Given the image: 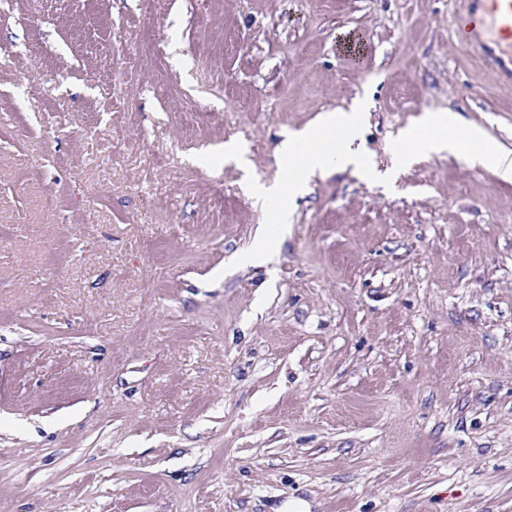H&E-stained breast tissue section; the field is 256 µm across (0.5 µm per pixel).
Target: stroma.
Listing matches in <instances>:
<instances>
[{"mask_svg":"<svg viewBox=\"0 0 512 512\" xmlns=\"http://www.w3.org/2000/svg\"><path fill=\"white\" fill-rule=\"evenodd\" d=\"M473 7L0 0V512H512V181L395 165L428 112L512 150ZM354 108L391 182L279 228L246 178Z\"/></svg>","mask_w":512,"mask_h":512,"instance_id":"obj_1","label":"stroma"}]
</instances>
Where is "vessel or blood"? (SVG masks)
<instances>
[{
	"mask_svg": "<svg viewBox=\"0 0 512 512\" xmlns=\"http://www.w3.org/2000/svg\"><path fill=\"white\" fill-rule=\"evenodd\" d=\"M482 10L470 12L455 23L461 40L483 37L482 54L490 68L503 78L512 77V0H483Z\"/></svg>",
	"mask_w": 512,
	"mask_h": 512,
	"instance_id": "obj_1",
	"label": "vessel or blood"
}]
</instances>
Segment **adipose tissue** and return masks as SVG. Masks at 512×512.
<instances>
[{
    "label": "adipose tissue",
    "instance_id": "1",
    "mask_svg": "<svg viewBox=\"0 0 512 512\" xmlns=\"http://www.w3.org/2000/svg\"><path fill=\"white\" fill-rule=\"evenodd\" d=\"M364 123L361 112L320 114L314 123L289 134L278 146L283 168L281 182L271 186L253 182L252 193L259 200L274 204L284 222L313 174L351 169L365 180L378 179L374 164L357 146ZM460 152L472 165L492 168L502 179L512 181V151L495 146L480 129L462 123L453 112L428 114L419 127L401 137L396 157L399 162L408 163L423 155Z\"/></svg>",
    "mask_w": 512,
    "mask_h": 512
}]
</instances>
